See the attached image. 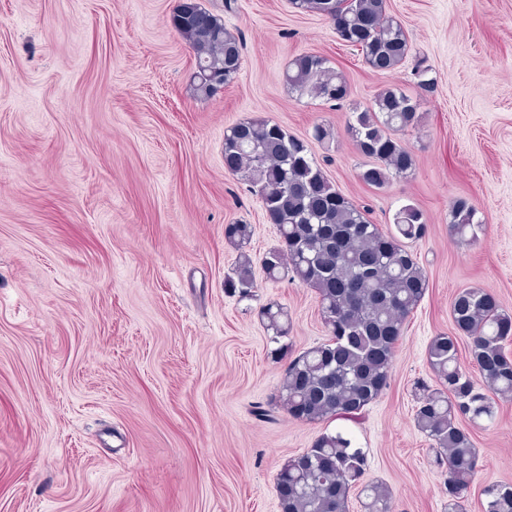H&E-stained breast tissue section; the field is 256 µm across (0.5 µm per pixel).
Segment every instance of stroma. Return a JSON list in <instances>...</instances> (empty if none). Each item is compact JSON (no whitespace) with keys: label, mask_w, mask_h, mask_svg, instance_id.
Instances as JSON below:
<instances>
[{"label":"stroma","mask_w":512,"mask_h":512,"mask_svg":"<svg viewBox=\"0 0 512 512\" xmlns=\"http://www.w3.org/2000/svg\"><path fill=\"white\" fill-rule=\"evenodd\" d=\"M200 2L243 42L237 78L211 98L189 90L178 0H0V512H280L282 465L334 431L366 454L393 512H444L446 472L414 424L413 387L436 381L428 345L455 335L460 290L512 313V0H387L410 45L388 74L289 0ZM303 53L343 73L345 100L289 94L283 73ZM387 86L420 120L399 134L412 175L378 189L360 178L368 160L347 124ZM246 119L308 140L374 223L391 228L411 204L428 225L406 243L427 291L389 387L356 420L303 422L277 404L286 364L261 309L287 312L293 353L328 332L312 288L262 269L281 239L224 166V131ZM320 124L333 133L323 144ZM459 197L476 209L475 239L448 232ZM237 223L251 227L241 250L224 236ZM243 252L244 299L224 289ZM464 428L479 456L465 512H482L485 486L512 485V398Z\"/></svg>","instance_id":"35a3bbf8"}]
</instances>
